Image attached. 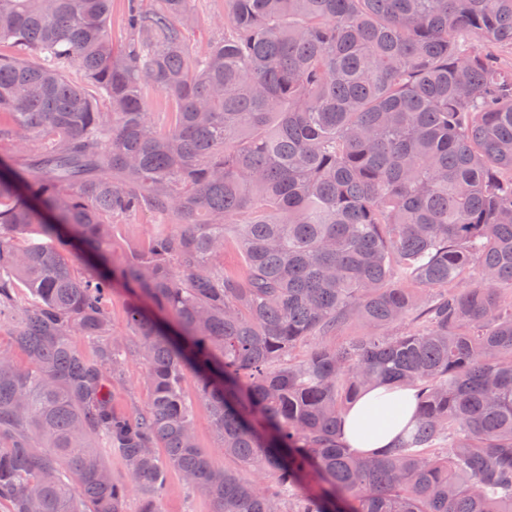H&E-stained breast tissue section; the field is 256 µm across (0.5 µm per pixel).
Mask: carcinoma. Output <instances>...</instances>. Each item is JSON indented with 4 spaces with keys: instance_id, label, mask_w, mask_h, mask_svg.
Masks as SVG:
<instances>
[{
    "instance_id": "1",
    "label": "carcinoma",
    "mask_w": 512,
    "mask_h": 512,
    "mask_svg": "<svg viewBox=\"0 0 512 512\" xmlns=\"http://www.w3.org/2000/svg\"><path fill=\"white\" fill-rule=\"evenodd\" d=\"M138 2L116 50L112 0H0V314L27 357L0 351V501L162 512L171 467L214 512H512V0H224L196 57L191 0ZM139 212L149 238L116 254ZM120 291L130 342L107 339ZM380 382L418 417L366 457L341 419ZM144 367L137 361H130L125 371V385L116 389L112 405L125 412H133L145 407L148 391L143 383ZM184 395L192 406L197 441L200 448L210 453L213 465L224 469V451L219 448V441L213 430L208 408L201 400L195 379L187 376L184 380Z\"/></svg>"
}]
</instances>
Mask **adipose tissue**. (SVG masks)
I'll return each instance as SVG.
<instances>
[{"label":"adipose tissue","mask_w":512,"mask_h":512,"mask_svg":"<svg viewBox=\"0 0 512 512\" xmlns=\"http://www.w3.org/2000/svg\"><path fill=\"white\" fill-rule=\"evenodd\" d=\"M417 391L411 387L377 385L362 391L341 423L349 447L375 453L407 433L417 411Z\"/></svg>","instance_id":"ef3b65f1"}]
</instances>
